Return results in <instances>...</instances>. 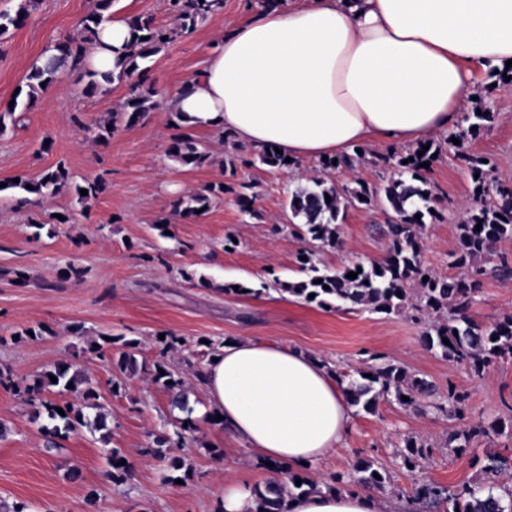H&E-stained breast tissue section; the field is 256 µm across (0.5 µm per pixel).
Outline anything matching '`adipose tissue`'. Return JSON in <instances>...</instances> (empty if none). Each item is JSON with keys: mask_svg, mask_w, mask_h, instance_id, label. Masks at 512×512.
Returning a JSON list of instances; mask_svg holds the SVG:
<instances>
[{"mask_svg": "<svg viewBox=\"0 0 512 512\" xmlns=\"http://www.w3.org/2000/svg\"><path fill=\"white\" fill-rule=\"evenodd\" d=\"M127 20L96 29L86 69L119 71ZM512 60V0H286L219 33L199 78L165 98L189 126L294 160L370 139L428 140L461 120L488 70ZM208 412L250 463L295 469L343 447L354 408L327 364L277 344L232 341L203 373ZM413 501L324 487L286 512H416Z\"/></svg>", "mask_w": 512, "mask_h": 512, "instance_id": "ef3b65f1", "label": "adipose tissue"}]
</instances>
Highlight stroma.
<instances>
[{
    "mask_svg": "<svg viewBox=\"0 0 512 512\" xmlns=\"http://www.w3.org/2000/svg\"><path fill=\"white\" fill-rule=\"evenodd\" d=\"M93 6V0H39L24 26L0 37V112L24 87L38 59L55 42L81 31ZM251 11L250 0H223L220 10L192 32L174 36L148 62L157 88L169 93L198 76L225 23ZM87 81L84 71H68L0 137V182L36 179L61 164L75 185L98 178L109 185L85 200L72 188L48 200L33 198L23 207L11 193H0V373L13 380L11 386L0 385L5 428L0 512L19 507L24 512H218L225 482L266 481L264 468L234 463L226 454L234 440L223 426L202 417L192 438L165 458L149 451L156 434L171 433L173 417L166 392L149 381L155 362L165 361L184 377L194 406L202 407L206 397L198 371L224 343L243 337L294 349L340 372L391 363L434 385L439 407L432 411L391 398L379 400L375 411L356 410L344 447L311 468L322 483L368 461L386 479L385 496L410 500L424 483L451 490L478 483V460L486 454L512 456V355L478 375L422 344L431 321L427 311L386 315L358 307L326 309L271 289L274 281L299 279L297 256L304 249L330 269L382 262L390 247L383 229L396 218L386 203L348 208L338 247L297 239L293 232L300 220L288 206V193L316 174L319 161L272 168L260 162L257 150L195 129L191 135L209 158L196 168L182 165L168 154L173 113L160 107L127 125L120 105L129 81L92 96L84 92ZM480 100L495 120L468 141V149L489 160V178L512 187V89H483ZM105 125L111 135L97 138ZM363 149L353 171H332L338 186L356 179L386 184L392 169L383 156L409 152L375 141ZM423 176L441 218L423 231L421 262L436 275L470 280L471 267L450 259L457 226L473 203L470 172L455 148L445 145ZM218 182L230 184L231 192L202 217L174 219L169 235L160 236L155 225L170 214L175 200ZM243 183L252 187L259 218L240 209L235 188ZM49 212L67 215V223L54 235L34 238L31 220ZM504 258L512 260V239L476 260L486 271L470 310L478 322L512 314V282L493 274ZM71 263L83 269L82 279L67 277ZM20 267L32 276L28 284L13 280L12 269ZM229 282L246 284L250 294L224 293ZM42 324L51 334L27 336V329ZM104 335L113 337L116 353L121 342L136 341V374L121 373L110 358L90 351ZM167 337L177 340L168 351L163 348ZM60 364L70 365L97 390L110 432L104 436L81 428L50 450L40 431L46 422L42 407L22 388ZM452 389L467 396L462 411L444 408ZM491 423L497 424L496 433L476 437L466 451L455 448L458 432ZM411 437L430 450L424 469L408 470L398 456ZM113 451L128 465L125 481L112 479L108 455ZM175 458L192 469L180 484L173 480Z\"/></svg>",
    "mask_w": 512,
    "mask_h": 512,
    "instance_id": "1",
    "label": "stroma"
}]
</instances>
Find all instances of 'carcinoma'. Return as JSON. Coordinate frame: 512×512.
<instances>
[{"label":"carcinoma","mask_w":512,"mask_h":512,"mask_svg":"<svg viewBox=\"0 0 512 512\" xmlns=\"http://www.w3.org/2000/svg\"><path fill=\"white\" fill-rule=\"evenodd\" d=\"M215 0H172L171 11L174 13L178 26L167 29L153 24L149 18L135 17L129 20L132 29L145 33V39H137L136 49L129 58L128 65L118 73H101L87 71L88 82L85 93L94 95L106 93L109 86L116 80H132L129 97L123 105V114L127 124L135 125L141 122L149 112L159 106V89L148 76V67L141 66V62L157 55L162 48L171 41L173 36L180 32H188L195 28L198 22L206 19L213 13L212 4ZM35 0H20L14 11H0V36L11 29H18L25 25L30 18ZM112 0H95L94 7L86 16L80 34L68 37L55 43L52 55L41 65L32 67L27 76L28 91L23 99L14 98L13 106L7 107L0 113V135L6 133L8 125H17L23 115L32 106L42 85H50L65 71L78 67L79 61L85 53L84 44L92 41L94 37L93 26L103 20V13L109 11ZM493 120V113L477 102L462 118L465 126L452 137L460 141L458 149H463V142L480 134ZM427 151H422V146ZM423 155H418V152ZM436 147L430 141L417 145L415 151L407 154L408 163L397 160L393 164V174L387 184L382 187H371L366 183L357 182L352 189L338 188L336 184L322 177L312 179V186L296 189L291 192L289 206L295 216L304 218L303 227L299 228L301 238L318 242L324 246H335L340 224L343 223L347 206H369L379 200L385 201L396 213L397 222L388 225L391 237V247L387 258L380 264L369 268L360 265L345 266L330 271L321 268L313 260V253L307 250L300 252L305 257L301 261L302 270L306 277L295 282L280 284V291L297 297L304 301L313 302L319 306L336 305L342 308L348 304L358 305L366 310L377 313H403L408 308L410 295L407 284L417 281L422 286L425 308L438 315L450 308L453 316L443 323L431 325L425 331L424 340L428 347H437L442 354L461 364L467 365L477 374H482L495 364L497 359L505 355H512V315L502 319L483 324L469 315L473 299L477 293L476 285L479 277L486 271L472 267L473 281L466 284L455 279L437 278L423 267L420 260L419 230L426 223L439 220V212L435 211L431 194L425 188L426 182L420 175V164L430 162ZM169 156L180 161L185 166L197 167L203 164L208 154L198 146V143L189 134H180L173 138L169 149ZM462 159L468 164L473 179L476 205L466 211L459 229V250L454 263L463 265L471 263L479 255L492 249L498 242L512 238V188L497 183L488 178L484 169V159L461 153ZM31 188H26V185ZM74 189L79 199H84L80 189L88 191V196L95 197L101 194L106 185L102 181L89 182L84 186L73 185L69 172L63 165L45 171L37 180L23 177L15 183L6 181V189H13L20 194L17 204L24 206L30 202L29 196L40 198L54 196L57 193ZM235 191V188L222 182L210 184L188 195L187 199H180L174 204L171 215L164 216L158 221L156 228L165 232L171 217L179 216L191 218L197 213H206L214 199L224 196V192ZM331 200H326L325 196ZM420 218H415V215ZM481 228H476V225ZM355 272L357 278L350 279L347 274ZM428 280H423V277ZM314 298H309V295ZM126 350L118 357L117 366L123 373L131 374L138 371V360L135 355V342L124 344ZM56 377L51 381L50 377ZM339 382H347L348 392L352 404L361 407L367 412L373 411L378 399L383 396H392L398 403L405 402L416 407H426V399L432 396V384L424 378L407 374L402 368L388 363L369 371L359 370L353 377L346 372L336 373ZM153 382L158 384L170 396L172 406L185 413L183 417L172 419L174 437L161 435L156 437L154 454L160 458L165 457L166 449L184 442L186 435L196 430L194 419L191 418L193 408L188 405V396L185 380L171 372L164 362L158 361L154 365ZM77 384L74 376L68 375V368L57 367L46 372L32 387L35 393L43 389L56 386L67 389L68 384ZM47 417L54 425L46 430V447H59L58 440L68 436L69 433L81 427L93 426L97 430L107 427L106 416L100 414L90 424L80 408L69 405L63 408L64 414L57 412V405L51 401L43 403ZM400 457L404 466H419L427 458L426 449L415 438L405 441L404 448L400 450ZM512 469V459L501 455H489L486 464L482 467L483 481L475 486H464L459 490L450 492L446 488L422 484L416 489L415 497L427 504L430 508L441 509L444 504L452 505V512H512V495L509 500L496 492L495 478ZM357 471L364 473L359 482L373 489L384 488L385 478L374 477L376 469L369 462L363 461ZM301 480L296 484L295 480ZM291 484L272 482L266 488V493H257L260 507L263 512H284L285 497L296 490H303L310 484L309 478L295 473L290 478Z\"/></svg>","instance_id":"1"}]
</instances>
